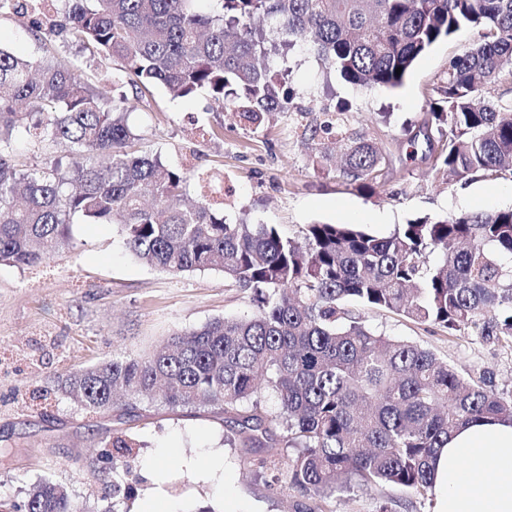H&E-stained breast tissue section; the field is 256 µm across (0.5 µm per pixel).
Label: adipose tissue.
I'll list each match as a JSON object with an SVG mask.
<instances>
[{
    "label": "adipose tissue",
    "mask_w": 512,
    "mask_h": 512,
    "mask_svg": "<svg viewBox=\"0 0 512 512\" xmlns=\"http://www.w3.org/2000/svg\"><path fill=\"white\" fill-rule=\"evenodd\" d=\"M433 512H512V422L456 430L434 468Z\"/></svg>",
    "instance_id": "1"
}]
</instances>
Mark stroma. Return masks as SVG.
<instances>
[{"mask_svg":"<svg viewBox=\"0 0 512 512\" xmlns=\"http://www.w3.org/2000/svg\"><path fill=\"white\" fill-rule=\"evenodd\" d=\"M480 40L464 29L438 42L406 77L402 87L364 89L341 80L317 52L299 44L287 60L289 111L267 116L253 128L233 108H218L207 94L175 97L159 86L151 101L132 96L119 63L99 59L84 73L95 86L125 94L128 121L138 139L133 148L160 154L169 164L187 163L217 173L232 195L225 214L249 224H268L293 240L307 225L358 224L387 236L419 217L512 207V181L447 177L414 154L403 131L421 122L449 61ZM389 120H381V113ZM334 121L344 131L371 140L385 160L375 190L342 182L333 163L322 158L332 136L309 137L311 127ZM74 246L36 268L0 265V496L23 499L42 479L65 485L93 512H105L116 495L111 479L99 476L104 439L115 432L142 441L122 487L143 497L150 482L144 465L157 449L184 455L204 449L224 453V486L198 482L168 463L171 500L178 512H301L304 496L276 489L267 473L251 467L263 457L227 442L230 424L211 408L149 410L116 404L89 413L64 393L59 380L120 351H149L174 333L216 318L250 315L247 292L229 286L222 273L193 272L178 277L137 261L124 245L119 225L77 224ZM366 323L386 335L431 350L463 374L489 375L498 391L512 395V344L451 336L398 316L363 309ZM388 502L392 512H432L433 503L383 486L369 493H341L330 512H375Z\"/></svg>","mask_w":512,"mask_h":512,"instance_id":"1","label":"stroma"}]
</instances>
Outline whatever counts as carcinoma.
Instances as JSON below:
<instances>
[{"label": "carcinoma", "mask_w": 512, "mask_h": 512, "mask_svg": "<svg viewBox=\"0 0 512 512\" xmlns=\"http://www.w3.org/2000/svg\"><path fill=\"white\" fill-rule=\"evenodd\" d=\"M49 16L28 0H0L37 40L38 59L0 47V264L37 266L72 244L71 228L121 225L128 251L172 276L218 270L250 294L254 312L175 334L163 350L123 353L71 373L81 408L143 398L171 410L207 404L236 428L241 448L264 445L258 469L325 512L338 492L391 485L433 495L432 462L456 428L485 417L512 422V396L483 375L466 379L421 345L369 327L350 308L397 315L487 341H512V208L417 217L386 237L355 224H309L303 242L267 224L231 223L224 202L181 204L201 173L129 151L136 134L121 104L62 61L74 41L90 62L121 61L135 95L162 84L180 97L207 93L258 127L286 112L293 91L266 64L298 43L314 47L345 82L401 87L416 60L462 28L481 40L440 80L446 107L429 106L412 143L458 179H512V112L485 95L512 86V0H62ZM274 21L271 39L254 19ZM402 68L401 74L395 69ZM21 138L61 140L67 169L19 165ZM337 177L373 188L383 160L362 136L336 138ZM440 259L429 264V256ZM280 410L267 414L264 393ZM112 478L139 447L112 434ZM6 512H88L63 485L42 480Z\"/></svg>", "instance_id": "carcinoma-1"}]
</instances>
